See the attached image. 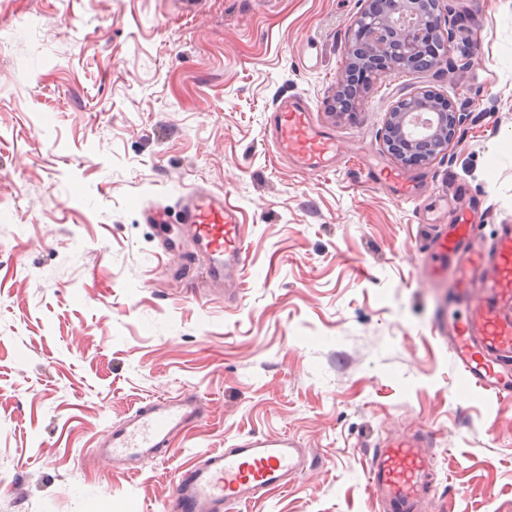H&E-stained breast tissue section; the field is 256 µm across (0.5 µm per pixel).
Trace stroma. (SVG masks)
I'll return each mask as SVG.
<instances>
[{
	"label": "stroma",
	"mask_w": 512,
	"mask_h": 512,
	"mask_svg": "<svg viewBox=\"0 0 512 512\" xmlns=\"http://www.w3.org/2000/svg\"><path fill=\"white\" fill-rule=\"evenodd\" d=\"M0 0V512H171L209 451L293 436L309 463L242 512H378L366 467L389 435L428 433L427 512H512V399L459 393L434 331L449 283H417L407 245L456 187L512 223V0L469 14L441 71L374 82L336 123L326 99L361 0ZM473 41L468 69L459 49ZM454 93L448 156L400 169L426 206L346 175L296 170L266 138L304 97L356 166L395 161L381 131L412 86ZM223 193L248 243L242 299L170 275L189 188ZM166 214L145 223L143 209ZM193 390L206 419L157 460L96 443L141 402Z\"/></svg>",
	"instance_id": "stroma-1"
}]
</instances>
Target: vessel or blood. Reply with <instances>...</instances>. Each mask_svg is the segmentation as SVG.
Returning a JSON list of instances; mask_svg holds the SVG:
<instances>
[{
    "mask_svg": "<svg viewBox=\"0 0 512 512\" xmlns=\"http://www.w3.org/2000/svg\"><path fill=\"white\" fill-rule=\"evenodd\" d=\"M269 140L276 154L308 174L334 171L343 152L336 137L314 123L299 96L282 101L274 111ZM365 181L398 198L417 199L414 185L386 165L370 168ZM179 222L195 248L191 271L179 274L185 287L220 291L242 284L246 237L237 209L223 195L188 191L181 199ZM419 266L421 283H452L448 310L436 320L435 330L448 341L461 392L512 399V224L497 225L489 239L463 214L456 223L434 224ZM204 417L205 404L196 392L159 398L112 429L102 447L115 458L152 459L174 434ZM428 446L421 433L392 437L375 448L367 466L368 489L383 512H425L436 492V462ZM304 462L302 449L288 436H253L192 462L175 484L172 502L176 512H240L242 506L286 488Z\"/></svg>",
    "mask_w": 512,
    "mask_h": 512,
    "instance_id": "1",
    "label": "vessel or blood"
}]
</instances>
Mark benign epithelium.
Segmentation results:
<instances>
[{"instance_id":"benign-epithelium-1","label":"benign epithelium","mask_w":512,"mask_h":512,"mask_svg":"<svg viewBox=\"0 0 512 512\" xmlns=\"http://www.w3.org/2000/svg\"><path fill=\"white\" fill-rule=\"evenodd\" d=\"M441 2L362 0L361 10L349 24L345 70L324 112L329 121L335 123L365 107L368 88L345 95L350 73L362 69L368 79H380L418 63L434 39L448 48L455 22L443 14ZM463 121L446 91L419 86L398 98L387 112L383 147L405 166L413 165L416 154L429 162L448 155Z\"/></svg>"}]
</instances>
